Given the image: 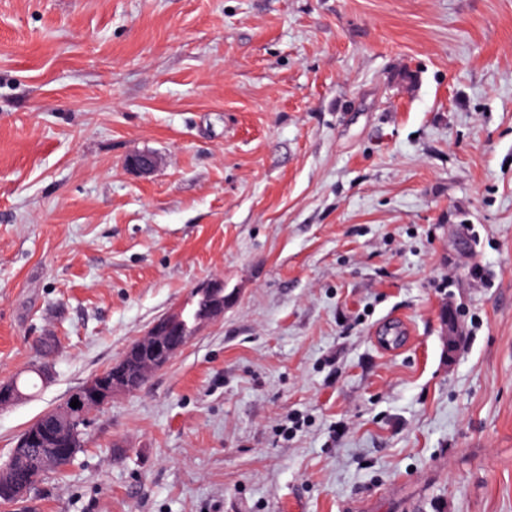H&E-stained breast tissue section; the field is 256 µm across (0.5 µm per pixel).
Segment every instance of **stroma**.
Masks as SVG:
<instances>
[{
  "label": "stroma",
  "mask_w": 512,
  "mask_h": 512,
  "mask_svg": "<svg viewBox=\"0 0 512 512\" xmlns=\"http://www.w3.org/2000/svg\"><path fill=\"white\" fill-rule=\"evenodd\" d=\"M213 279L0 512H512V0H0V464ZM224 284L222 281L214 280L199 288H218L213 293L207 291H199V288L194 291L189 301L182 306L183 320L189 327L193 326L196 318L200 313L208 308L212 303L220 301L224 297ZM223 313L224 306L214 309L209 316L201 319L199 325ZM195 331L190 335L184 333L181 330V309H173L154 321L148 331L134 341L118 361L91 376L63 403L32 423L14 448V454H22L28 449L27 455L23 459L12 455L8 464L0 467V504L23 503L27 496L16 497L13 491L15 484L23 483L30 494L49 473L60 471L69 464L83 447L75 446L79 436L88 430L90 413L108 404L112 397L120 393H128L131 389V392L139 390L152 373L162 369L147 364L142 368L132 369L131 374L136 380L133 385L129 367L136 359L146 354L156 364L166 365L187 347ZM75 399H78L80 407L70 406ZM34 444L47 447L28 448ZM53 448H61L66 452L71 448L76 449L70 455H56ZM44 458L51 460V464L44 465Z\"/></svg>",
  "instance_id": "stroma-1"
}]
</instances>
